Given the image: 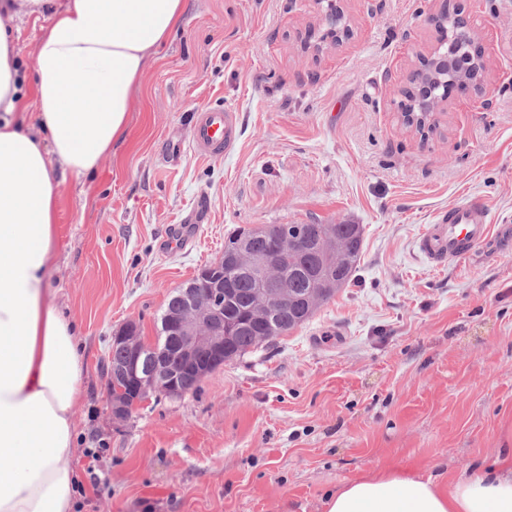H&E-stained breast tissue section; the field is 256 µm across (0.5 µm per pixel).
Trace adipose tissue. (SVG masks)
<instances>
[{
  "instance_id": "1",
  "label": "adipose tissue",
  "mask_w": 512,
  "mask_h": 512,
  "mask_svg": "<svg viewBox=\"0 0 512 512\" xmlns=\"http://www.w3.org/2000/svg\"><path fill=\"white\" fill-rule=\"evenodd\" d=\"M185 0H0L45 19L29 90L0 25V512H73L85 359L51 299L60 175L94 172L125 137L147 59ZM326 512H512V453L453 481L394 469L349 480Z\"/></svg>"
}]
</instances>
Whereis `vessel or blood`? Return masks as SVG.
I'll return each mask as SVG.
<instances>
[{"label": "vessel or blood", "instance_id": "obj_1", "mask_svg": "<svg viewBox=\"0 0 512 512\" xmlns=\"http://www.w3.org/2000/svg\"><path fill=\"white\" fill-rule=\"evenodd\" d=\"M237 116L229 109L200 111L190 129L193 148L203 156H215L230 150L236 140ZM488 207L479 200L466 199L439 210L433 224L420 234L418 250L435 268L468 257L491 233Z\"/></svg>", "mask_w": 512, "mask_h": 512}]
</instances>
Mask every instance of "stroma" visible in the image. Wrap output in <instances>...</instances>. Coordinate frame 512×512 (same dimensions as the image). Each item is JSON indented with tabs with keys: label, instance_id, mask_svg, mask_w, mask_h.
Masks as SVG:
<instances>
[{
	"label": "stroma",
	"instance_id": "stroma-1",
	"mask_svg": "<svg viewBox=\"0 0 512 512\" xmlns=\"http://www.w3.org/2000/svg\"><path fill=\"white\" fill-rule=\"evenodd\" d=\"M459 2L482 88L421 134L398 103L441 0H340V43L322 0H187L126 137L61 186L52 299L86 361L75 512H325L345 481L453 478L512 448V0ZM214 107L237 112L239 139L208 158L189 130ZM468 197L488 206L490 239L429 266L419 235ZM261 224L361 225L351 281L195 392L111 418L113 333L134 320L154 341L174 289Z\"/></svg>",
	"mask_w": 512,
	"mask_h": 512
}]
</instances>
